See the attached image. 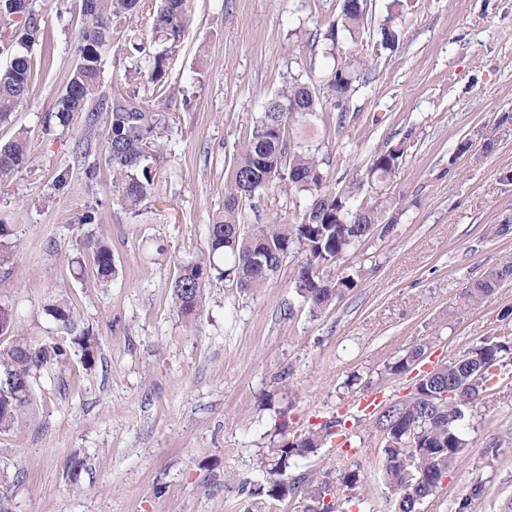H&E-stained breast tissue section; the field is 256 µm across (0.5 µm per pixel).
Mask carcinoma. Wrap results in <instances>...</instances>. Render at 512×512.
I'll use <instances>...</instances> for the list:
<instances>
[{"label": "carcinoma", "instance_id": "obj_1", "mask_svg": "<svg viewBox=\"0 0 512 512\" xmlns=\"http://www.w3.org/2000/svg\"><path fill=\"white\" fill-rule=\"evenodd\" d=\"M141 3L142 0H82L79 63L50 113L62 127L83 112L88 113L90 125L97 113L109 114L105 162L112 169L117 203L133 213L150 198L165 162L160 142L165 116L134 96L119 93L110 99L98 97V77L100 49L113 36L112 17L134 15ZM21 7L28 10L25 20H13L11 15ZM365 15V0H343V28L351 40H356L364 27ZM187 16V0H161L156 12L153 29L161 40L154 48L145 79L159 97L169 93L165 80L167 55L170 47L180 42ZM0 21V49L9 55V63L0 68V123H6L29 92L36 65L32 48L41 28L32 0H0ZM9 28L12 32L7 36L5 30ZM379 35L385 48L398 43L399 33L390 18L380 26ZM359 80L357 68L339 63L333 65L319 90L301 76L293 75L265 103L233 156L224 187V208L209 224L206 252L180 264L179 275L171 285L172 300L187 321H194L203 308L211 281L228 279L240 291L254 293L265 287L295 249L303 254V260L295 271L294 285L310 312L324 310L356 286L354 278H333L327 275V269L375 235L390 234L394 220L386 218L382 207L355 206L350 194L329 187L323 159L309 147L288 149L286 134L291 117L338 107V101L351 98ZM511 129L512 113L504 112L492 127L478 135V141L461 140L457 154L462 156L476 148L488 153L496 147L500 134ZM404 153L403 141L375 151L366 176L371 180L388 178ZM27 161L24 138L0 143V179L15 173ZM276 184L309 194L310 203L302 220L297 224H256L245 229L239 222L240 204ZM80 247L90 251L96 278L112 281L116 267L106 242L88 237L80 241ZM511 278L510 259L465 288L459 297V308L478 303ZM46 313L65 333L62 339L16 335L12 309L0 305V336L11 337L7 345L0 347L1 430L10 427L30 402L31 391L25 389L23 379L65 366L70 345L79 346L85 366L91 368L95 364L96 340L88 332L76 333L77 321L71 307L57 299L46 306ZM417 360V353L411 350L387 365L384 373L403 374ZM509 365L512 336H487L465 353V360L454 359L441 372L421 377L420 395L389 404L381 428L380 471L392 493L394 512H418V505L436 493L464 451L467 440L459 425L464 408L459 389L465 388L470 397L467 404L473 405L497 390ZM343 425V418L336 416L299 435H285L262 452L256 462L257 477L250 482L253 504L291 497L308 503L305 512H334L337 501L359 497L367 478L357 463L334 470H311L299 476L291 474L298 461L338 437ZM327 496L333 501L329 511L323 505Z\"/></svg>", "mask_w": 512, "mask_h": 512}]
</instances>
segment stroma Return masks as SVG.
<instances>
[{"mask_svg": "<svg viewBox=\"0 0 512 512\" xmlns=\"http://www.w3.org/2000/svg\"><path fill=\"white\" fill-rule=\"evenodd\" d=\"M160 0L133 19L112 22L101 51L100 94L128 90L155 103L169 126L168 161L139 215L112 199L105 162L106 113L68 127L49 121L78 60L81 0H38L42 34L36 76L0 141L25 131L29 160L0 181V224L12 231L0 263V304L19 333L58 336L49 300H66L79 329L98 342L93 367L72 348L63 369L42 372L33 402L0 431V506L6 512H250L252 463L279 441L278 425L300 433L347 415L352 458L368 477L349 512H391L378 475L376 412L355 404L368 393L403 399L424 371L463 355L486 336L512 333V280L458 311L460 292L512 258V131L488 153L460 156L497 116L512 113V0H367L358 40L339 47L366 76L342 111L299 119L291 143L317 149L331 187L354 204L389 203L392 234L375 236L332 266L357 285L321 313L295 292L302 255L291 252L260 292L216 280L204 311L186 323L171 298L180 264L207 246L224 207L232 157L285 77L310 74L322 85L333 66L325 34L342 0H188L185 33L166 61L172 94L131 69L128 25L151 33ZM397 13L400 41L383 48L377 29ZM405 141L394 176L363 173L387 141ZM88 147L78 155V144ZM96 167L88 178L87 167ZM68 172L64 187L55 177ZM305 193L285 185L246 201L245 226L299 222ZM105 236L117 274L75 278L71 260L83 235ZM426 356L406 373L384 374L415 347ZM468 442L454 469L420 512H456L475 483L484 493L470 512H512V377L465 412Z\"/></svg>", "mask_w": 512, "mask_h": 512, "instance_id": "35a3bbf8", "label": "stroma"}]
</instances>
